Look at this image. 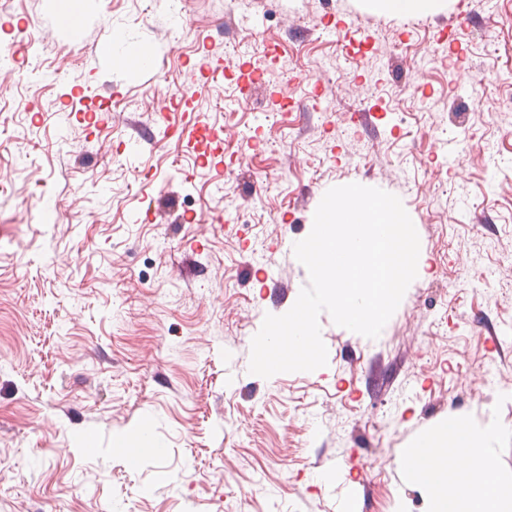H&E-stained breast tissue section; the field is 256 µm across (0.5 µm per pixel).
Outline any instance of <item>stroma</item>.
<instances>
[{
	"instance_id": "obj_1",
	"label": "stroma",
	"mask_w": 512,
	"mask_h": 512,
	"mask_svg": "<svg viewBox=\"0 0 512 512\" xmlns=\"http://www.w3.org/2000/svg\"><path fill=\"white\" fill-rule=\"evenodd\" d=\"M1 53L0 512H427L403 458L460 421L512 485V0H0ZM350 183L422 270L378 338L324 313L326 366L250 373ZM384 11L413 16L428 11L437 0H374Z\"/></svg>"
}]
</instances>
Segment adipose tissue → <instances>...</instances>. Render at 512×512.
I'll return each instance as SVG.
<instances>
[{
    "instance_id": "1",
    "label": "adipose tissue",
    "mask_w": 512,
    "mask_h": 512,
    "mask_svg": "<svg viewBox=\"0 0 512 512\" xmlns=\"http://www.w3.org/2000/svg\"><path fill=\"white\" fill-rule=\"evenodd\" d=\"M499 434L496 427L475 433L458 423L409 451L405 463L425 483L428 512H512V488L487 477Z\"/></svg>"
}]
</instances>
